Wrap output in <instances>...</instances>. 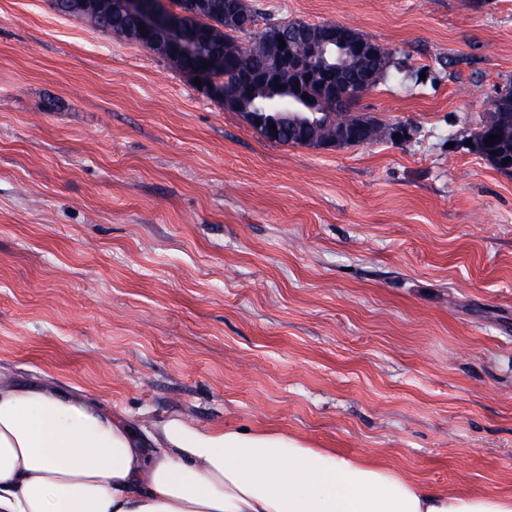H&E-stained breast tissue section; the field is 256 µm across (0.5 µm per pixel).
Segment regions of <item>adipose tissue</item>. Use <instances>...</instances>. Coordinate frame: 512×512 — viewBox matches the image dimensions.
<instances>
[{
    "mask_svg": "<svg viewBox=\"0 0 512 512\" xmlns=\"http://www.w3.org/2000/svg\"><path fill=\"white\" fill-rule=\"evenodd\" d=\"M0 512H512L274 429H145L50 384L0 383Z\"/></svg>",
    "mask_w": 512,
    "mask_h": 512,
    "instance_id": "obj_1",
    "label": "adipose tissue"
}]
</instances>
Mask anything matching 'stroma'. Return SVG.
I'll return each instance as SVG.
<instances>
[{
    "label": "stroma",
    "instance_id": "35a3bbf8",
    "mask_svg": "<svg viewBox=\"0 0 512 512\" xmlns=\"http://www.w3.org/2000/svg\"><path fill=\"white\" fill-rule=\"evenodd\" d=\"M399 69L405 136L264 140L148 48L0 0V381L144 427H276L512 497V175L462 147L512 85V0H246Z\"/></svg>",
    "mask_w": 512,
    "mask_h": 512
}]
</instances>
